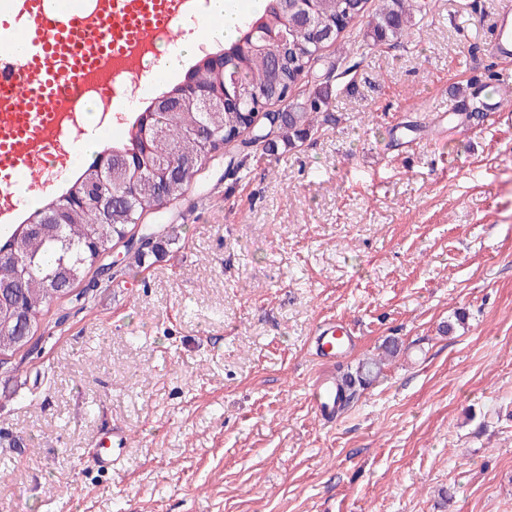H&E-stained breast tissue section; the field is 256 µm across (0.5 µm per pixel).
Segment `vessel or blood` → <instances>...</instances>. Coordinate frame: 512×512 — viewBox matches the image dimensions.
<instances>
[{"mask_svg":"<svg viewBox=\"0 0 512 512\" xmlns=\"http://www.w3.org/2000/svg\"><path fill=\"white\" fill-rule=\"evenodd\" d=\"M73 0H57L46 12L43 0H24L27 25L12 30L8 17L0 29L10 39L0 44V183L9 187L39 181L59 152L46 133L59 114L58 101L81 89L86 75L108 68L139 47L154 45L159 34H173L183 0H103L99 14L74 9ZM22 42L23 56L12 51ZM490 52L512 59V10L504 9L496 23ZM355 331L348 324L329 321L317 330L315 351L326 370L313 381L310 402L322 420L333 421L339 382L329 367L349 353ZM128 448L125 432H117L112 453L97 454L95 465L112 470Z\"/></svg>","mask_w":512,"mask_h":512,"instance_id":"1","label":"vessel or blood"}]
</instances>
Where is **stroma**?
<instances>
[{"label":"stroma","instance_id":"obj_1","mask_svg":"<svg viewBox=\"0 0 512 512\" xmlns=\"http://www.w3.org/2000/svg\"><path fill=\"white\" fill-rule=\"evenodd\" d=\"M399 39L350 27L294 89L334 119L230 168L212 157L148 212L165 252L54 300L0 362V512H512V101L487 52L507 0H425ZM354 326L337 375L398 355L336 422L309 402L323 322ZM114 471L88 450L116 430ZM116 445L117 448H112V453L104 454L100 452L95 456L94 463L99 469L112 471V468H114L117 465V463L120 460V457L128 449V439L124 431L117 432Z\"/></svg>","mask_w":512,"mask_h":512}]
</instances>
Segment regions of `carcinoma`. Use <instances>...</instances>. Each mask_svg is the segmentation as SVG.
<instances>
[{
    "label": "carcinoma",
    "mask_w": 512,
    "mask_h": 512,
    "mask_svg": "<svg viewBox=\"0 0 512 512\" xmlns=\"http://www.w3.org/2000/svg\"><path fill=\"white\" fill-rule=\"evenodd\" d=\"M367 0H268L264 10L247 19L238 38L224 47L227 60L224 72L206 66L201 57L188 77L201 89L224 88L240 99V107L209 115L194 106L171 112H137L124 129L122 140L110 151H102L80 170L60 193L45 200L43 207L63 208L58 224H40L35 209L18 224H11L0 235V284L19 280L20 292L0 294V355L11 356L24 349L35 336L39 323L50 304L72 293L88 273L110 282L123 274L121 264L110 270L97 265L101 253L123 246L134 252L137 260L164 252L162 234L153 225L133 232L142 213L154 207L159 196L161 178H166L164 193L182 195L191 176L212 152L238 141L249 145L263 143L268 152L278 150L277 138L292 148L306 139L326 112L331 89H315L303 102L290 105L280 113L276 124L255 128L250 108L256 98L266 104L288 102L293 88L310 69L311 61L323 49L338 41L341 34L361 24L366 45L376 46L397 39L412 25L414 0H379L372 15L366 12ZM309 23L306 32L295 30L297 19ZM287 37L282 46H271L268 35ZM280 71V82H270L271 72ZM208 120L214 137L203 143L193 134L194 128ZM116 152L142 154V161L112 174L107 191L123 195L128 184L135 193L112 205L108 210L84 207L78 198L86 186L106 173L100 169L105 159ZM397 344L386 345L384 355L361 363L355 374L345 378L344 404L358 391L374 382L387 358L394 356Z\"/></svg>",
    "instance_id": "cac0c4a2"
}]
</instances>
